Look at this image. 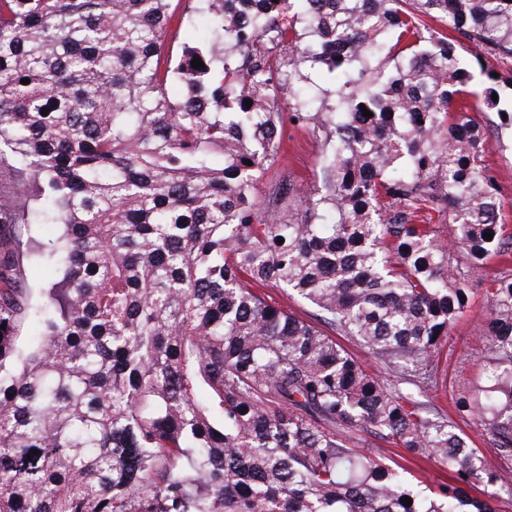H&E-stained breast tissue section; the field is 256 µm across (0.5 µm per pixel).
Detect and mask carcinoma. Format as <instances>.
I'll list each match as a JSON object with an SVG mask.
<instances>
[{
    "label": "carcinoma",
    "instance_id": "carcinoma-1",
    "mask_svg": "<svg viewBox=\"0 0 512 512\" xmlns=\"http://www.w3.org/2000/svg\"><path fill=\"white\" fill-rule=\"evenodd\" d=\"M175 2L0 0V512H494L512 483L337 337L423 383L489 282L455 408L512 458V229L461 62L512 59V0H198L210 38L171 60ZM288 122L322 183L260 219ZM24 259L59 273L36 303ZM364 433L451 482L423 494ZM264 292L272 296L273 301L277 302L278 306L285 310L294 312L295 315L299 317L312 320L315 319L317 315H319V312L316 308L294 295L287 296L282 291L273 288L264 290Z\"/></svg>",
    "mask_w": 512,
    "mask_h": 512
}]
</instances>
